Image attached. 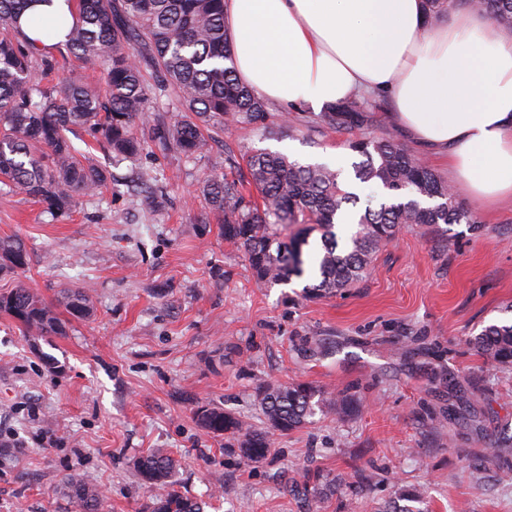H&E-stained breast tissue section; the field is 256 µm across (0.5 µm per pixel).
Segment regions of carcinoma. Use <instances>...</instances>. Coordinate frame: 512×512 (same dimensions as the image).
Segmentation results:
<instances>
[{
    "label": "carcinoma",
    "mask_w": 512,
    "mask_h": 512,
    "mask_svg": "<svg viewBox=\"0 0 512 512\" xmlns=\"http://www.w3.org/2000/svg\"><path fill=\"white\" fill-rule=\"evenodd\" d=\"M72 23L65 40L44 44L24 32L21 18L38 3L51 0H0V194L21 192L59 214L80 197H93L112 183V172L91 158H78L70 135L78 130L103 144L117 161L135 160L143 151L138 124L153 123L158 146L187 157H202L213 134L228 119L271 138L267 103L241 85L234 73L224 29V0H69ZM486 14L495 25L512 26V0H457ZM74 57L100 70L106 91L53 74ZM154 90L174 96L184 113L176 118L149 108ZM375 110L358 100L332 105L320 113L321 128L352 133L374 121ZM347 147L362 157L352 163L354 179L382 186L392 196L356 212L358 195L325 164L303 165L281 153L251 149L237 161L226 154L234 173L210 175L202 194L221 217L224 239L244 249L256 283L286 284L303 278L310 263L312 283L304 293L332 295L363 282L374 255L404 225L435 227L451 240V227L462 222L479 231L476 212L464 207L452 188L418 155L385 138H351ZM350 214L353 231L345 241L335 232ZM320 247L304 258L313 233ZM28 265V252L17 239L0 241V273ZM66 310L88 317L90 294L70 291ZM0 316L20 323L29 336L61 335L64 325L32 289L17 284L0 290ZM478 352L493 366L512 364V323H493L473 338ZM256 400L265 428L257 429L219 407L200 406L197 421L207 432L227 440V448L247 462L266 459L275 432L298 428L318 413H350L357 402L347 394L332 400L308 383L259 386ZM501 440L490 443L502 480H512V462ZM175 459L155 448L135 463L138 478L158 490L152 512H204L201 503L180 493L170 480ZM78 512H98L101 491L72 474L63 481ZM286 490L303 512H320L324 492H336V480L306 472ZM416 488L391 485L387 507L378 512H428Z\"/></svg>",
    "instance_id": "carcinoma-1"
}]
</instances>
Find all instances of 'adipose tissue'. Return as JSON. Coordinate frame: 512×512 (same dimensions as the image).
<instances>
[{
  "instance_id": "adipose-tissue-1",
  "label": "adipose tissue",
  "mask_w": 512,
  "mask_h": 512,
  "mask_svg": "<svg viewBox=\"0 0 512 512\" xmlns=\"http://www.w3.org/2000/svg\"><path fill=\"white\" fill-rule=\"evenodd\" d=\"M224 27L261 99L319 110L385 91L477 206L512 196V27L463 8L434 20L424 0H224Z\"/></svg>"
}]
</instances>
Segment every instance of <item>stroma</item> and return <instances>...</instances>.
<instances>
[{"instance_id":"1","label":"stroma","mask_w":512,"mask_h":512,"mask_svg":"<svg viewBox=\"0 0 512 512\" xmlns=\"http://www.w3.org/2000/svg\"><path fill=\"white\" fill-rule=\"evenodd\" d=\"M313 117L272 107L279 138L231 125L199 160L161 151L142 125L140 158L116 167L80 131L74 145L111 167V186L58 217L23 193L0 195V239H21L29 255L0 289L24 283L66 326L37 338L0 316V512H76L62 487L71 474L101 491L102 512H146L156 491L133 463L153 448L171 451L173 481L205 512H299L284 480L308 468L344 483L321 512H375L394 482L423 487L429 512H512V483L487 456L512 433V365L490 367L471 344L512 321V197L480 211L481 233L455 225L449 243L403 227L345 292L311 297L296 278L258 286L200 182L250 148L350 167L346 132ZM141 172L162 199L133 187ZM81 286L94 310L75 318L60 291ZM299 381L360 407L274 433L259 463L197 422L211 405L261 426L257 386Z\"/></svg>"}]
</instances>
